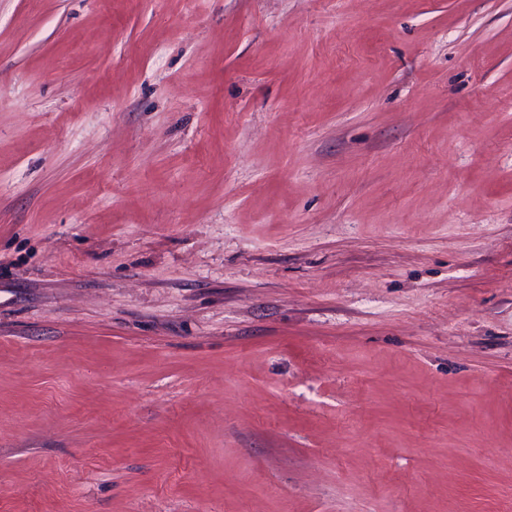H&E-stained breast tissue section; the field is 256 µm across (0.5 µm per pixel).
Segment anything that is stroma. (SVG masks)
Returning a JSON list of instances; mask_svg holds the SVG:
<instances>
[{
  "mask_svg": "<svg viewBox=\"0 0 512 512\" xmlns=\"http://www.w3.org/2000/svg\"><path fill=\"white\" fill-rule=\"evenodd\" d=\"M0 512H512V0H0Z\"/></svg>",
  "mask_w": 512,
  "mask_h": 512,
  "instance_id": "1",
  "label": "stroma"
}]
</instances>
